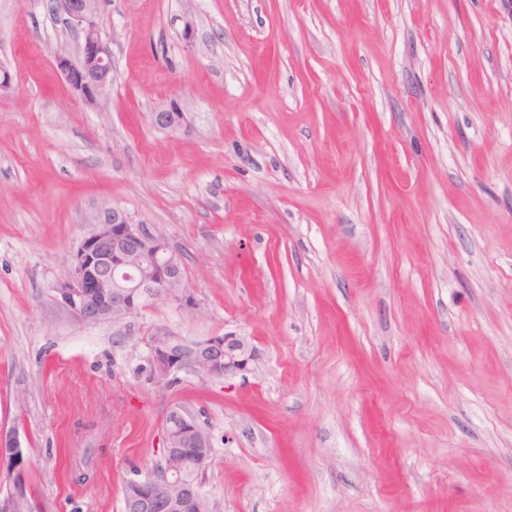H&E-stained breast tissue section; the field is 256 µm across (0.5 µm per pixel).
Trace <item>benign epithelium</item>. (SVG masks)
<instances>
[{"label": "benign epithelium", "instance_id": "obj_1", "mask_svg": "<svg viewBox=\"0 0 512 512\" xmlns=\"http://www.w3.org/2000/svg\"><path fill=\"white\" fill-rule=\"evenodd\" d=\"M53 12L64 16L78 40L77 52L66 47L54 53V66L70 97L94 112H103L114 82L109 38L103 35L101 0H50ZM161 127L182 126L183 113L169 106L152 113ZM92 225L66 262L54 291L59 303L85 324L130 323L150 305L180 303L187 283L180 258L167 238L126 213L103 203L85 217ZM154 383L171 387L174 375L190 370L213 379L246 368L250 361L244 343L230 336H214L193 344L164 330L149 340ZM163 458L144 477L130 483L133 512H203L208 502L202 477L210 458V444L197 423L181 410L163 421ZM29 439L17 426L0 427V464L11 469L15 481L0 491V512H27L26 485L19 476L28 464Z\"/></svg>", "mask_w": 512, "mask_h": 512}]
</instances>
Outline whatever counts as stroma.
<instances>
[{"label":"stroma","mask_w":512,"mask_h":512,"mask_svg":"<svg viewBox=\"0 0 512 512\" xmlns=\"http://www.w3.org/2000/svg\"><path fill=\"white\" fill-rule=\"evenodd\" d=\"M106 111L0 0V426L38 512H123L181 408L214 512H512V0H102ZM177 105V129L151 114ZM111 203L185 304L84 324L54 297ZM247 368L162 390L147 339ZM24 392L16 402V392Z\"/></svg>","instance_id":"obj_1"}]
</instances>
